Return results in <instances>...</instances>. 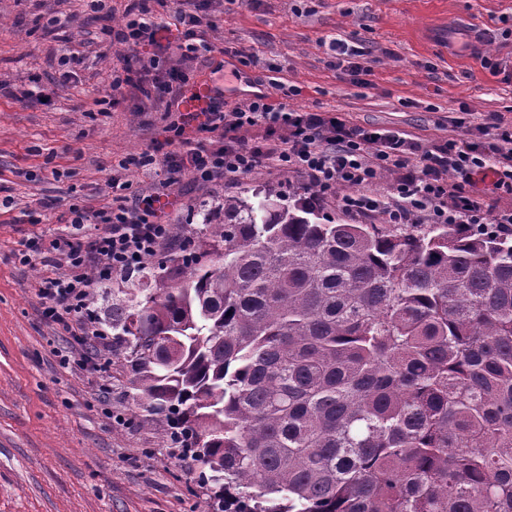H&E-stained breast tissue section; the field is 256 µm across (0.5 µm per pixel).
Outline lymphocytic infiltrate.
<instances>
[{"mask_svg": "<svg viewBox=\"0 0 512 512\" xmlns=\"http://www.w3.org/2000/svg\"><path fill=\"white\" fill-rule=\"evenodd\" d=\"M156 4L182 30L181 42L172 49L180 65L142 54L154 37ZM213 25L203 0H126L121 23L108 30L105 41L106 48L118 53L121 66L113 70L97 105L137 94L177 95L190 79L186 63L203 65L218 55L268 72V81L281 91L282 100L262 95L243 105L231 104L223 90H215L197 140L184 139L182 127L174 122L165 142L136 157L138 167L164 172L152 193L131 194L128 182L111 178V202L93 212L73 203L66 211L67 223L92 225V233L48 243L35 235L18 252L20 263L39 265L36 285L42 317L84 346V369H104L96 349L88 344L102 334L89 313L90 298L112 274L132 272L170 241L171 227L160 220L155 200L186 181L210 187L269 167L301 177L318 199L335 203L338 211L351 217H374L386 224L489 220L498 231L512 234V203L490 213L484 197L466 188L474 172L487 168L494 188L512 196V122L491 113L462 134L428 145L398 129H370L330 112L294 110L286 100L299 95L300 89L281 80V66L244 49L208 41L204 33ZM328 48L334 69L347 74L352 85L368 86L377 62L369 47L339 35L330 39ZM257 127L263 128V138L251 137ZM388 173L393 176L388 194L375 193ZM60 256L66 263L62 272L56 269Z\"/></svg>", "mask_w": 512, "mask_h": 512, "instance_id": "obj_1", "label": "lymphocytic infiltrate"}]
</instances>
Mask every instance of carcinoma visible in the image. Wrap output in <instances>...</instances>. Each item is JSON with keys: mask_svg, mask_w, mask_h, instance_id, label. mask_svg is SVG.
Segmentation results:
<instances>
[{"mask_svg": "<svg viewBox=\"0 0 512 512\" xmlns=\"http://www.w3.org/2000/svg\"><path fill=\"white\" fill-rule=\"evenodd\" d=\"M272 196L206 211L209 262L149 257L106 321L214 512H512V238Z\"/></svg>", "mask_w": 512, "mask_h": 512, "instance_id": "carcinoma-1", "label": "carcinoma"}]
</instances>
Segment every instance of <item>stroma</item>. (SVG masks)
Segmentation results:
<instances>
[{
    "instance_id": "1",
    "label": "stroma",
    "mask_w": 512,
    "mask_h": 512,
    "mask_svg": "<svg viewBox=\"0 0 512 512\" xmlns=\"http://www.w3.org/2000/svg\"><path fill=\"white\" fill-rule=\"evenodd\" d=\"M111 5L110 14L94 16L85 0H0V512L206 508L209 490L191 456L169 450L160 416L135 409L131 375L116 358L120 343L111 335L98 343L107 372L82 369L81 346L41 315L39 267L16 259L31 236L88 234L64 220L71 199L90 211L110 202L113 166L164 140L184 113V105L162 103L142 114L131 100L91 110L120 65L100 42L124 11L123 0ZM210 12L209 41L282 65L301 89L290 108L336 111L428 144L453 136L456 121L473 127L491 112L512 120V80L483 68L471 49L478 42L485 53L512 58V0H252L243 7L211 0ZM487 32L492 42H483ZM339 34L378 51L369 87L328 68L322 44ZM63 54L83 58L77 79L59 74ZM44 97L49 105H41ZM257 185L284 207L304 191L286 173L260 168L217 189L186 184L167 198L163 219L188 225L197 238L201 204L246 196ZM31 210L41 223H28ZM65 350L73 356L67 365L59 358Z\"/></svg>"
}]
</instances>
